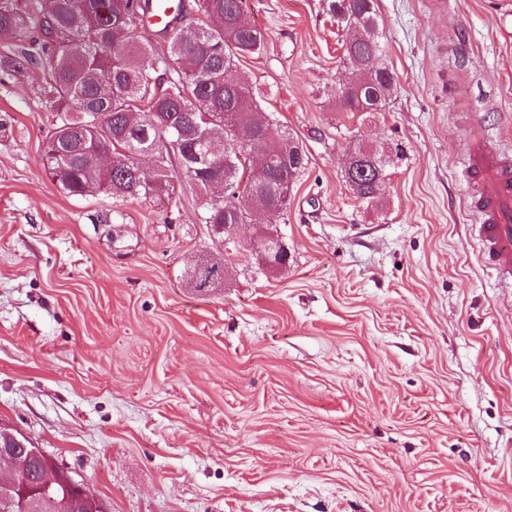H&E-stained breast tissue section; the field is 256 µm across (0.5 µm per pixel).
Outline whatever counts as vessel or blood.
Masks as SVG:
<instances>
[{
  "mask_svg": "<svg viewBox=\"0 0 512 512\" xmlns=\"http://www.w3.org/2000/svg\"><path fill=\"white\" fill-rule=\"evenodd\" d=\"M466 172L478 180L472 209L482 256L512 288V162L482 137L471 142Z\"/></svg>",
  "mask_w": 512,
  "mask_h": 512,
  "instance_id": "1",
  "label": "vessel or blood"
}]
</instances>
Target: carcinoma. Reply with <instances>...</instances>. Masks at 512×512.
I'll list each match as a JSON object with an SVG mask.
<instances>
[{"instance_id":"carcinoma-1","label":"carcinoma","mask_w":512,"mask_h":512,"mask_svg":"<svg viewBox=\"0 0 512 512\" xmlns=\"http://www.w3.org/2000/svg\"><path fill=\"white\" fill-rule=\"evenodd\" d=\"M200 17L187 25L183 7L156 33L167 38L169 56L150 57L147 22L156 0H0V32L24 33L8 64L33 71L44 97L59 116L44 165L75 196L106 192L115 199H140L162 191L176 172L202 193L221 181L230 198L208 199L200 220L222 229L247 223L266 209L277 217L288 208L294 182L307 155L299 143L259 111L237 61L255 53L263 34L246 15L242 0H195ZM330 11L347 33L345 61L350 80L338 95L350 112H382L395 77L378 35L373 0H330ZM266 146L265 161L247 180L240 169L245 148ZM155 151L150 169L137 156ZM221 160L218 167L190 166L197 155ZM348 181L371 201L386 177L385 148L355 146ZM213 263L192 269L189 280L202 292Z\"/></svg>"}]
</instances>
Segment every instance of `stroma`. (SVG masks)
Here are the masks:
<instances>
[{
	"label": "stroma",
	"instance_id": "1",
	"mask_svg": "<svg viewBox=\"0 0 512 512\" xmlns=\"http://www.w3.org/2000/svg\"><path fill=\"white\" fill-rule=\"evenodd\" d=\"M260 112L308 163L268 268L255 225L201 223L184 175L73 196L58 115L0 35V423L108 512H512V290L482 260L469 139L512 155V0H375L395 90L343 111L327 0H245ZM398 141L376 199L346 158ZM223 266L209 290L186 272Z\"/></svg>",
	"mask_w": 512,
	"mask_h": 512
}]
</instances>
